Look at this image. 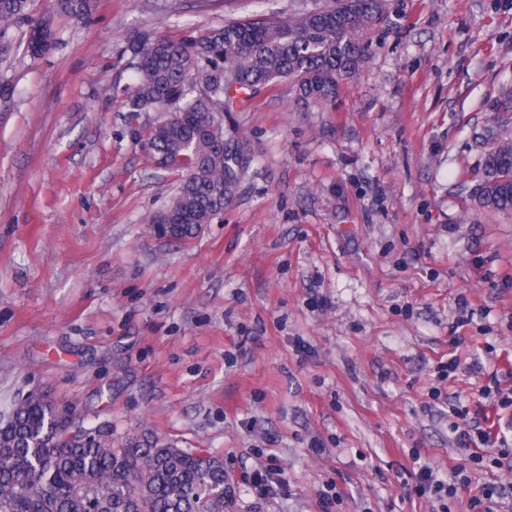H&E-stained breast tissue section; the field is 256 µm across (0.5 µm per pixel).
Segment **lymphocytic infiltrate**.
<instances>
[{
	"label": "lymphocytic infiltrate",
	"instance_id": "f902f5d3",
	"mask_svg": "<svg viewBox=\"0 0 512 512\" xmlns=\"http://www.w3.org/2000/svg\"><path fill=\"white\" fill-rule=\"evenodd\" d=\"M464 368L460 354L450 351L447 361L436 368L438 384L430 399L433 405H447L449 416L463 419L457 443L465 454L444 477L431 465L420 464L414 492L437 502V512H512V372L491 374L476 387V405L470 408L459 394L441 388ZM492 413L499 427L489 425Z\"/></svg>",
	"mask_w": 512,
	"mask_h": 512
}]
</instances>
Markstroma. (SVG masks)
<instances>
[{"label": "stroma", "instance_id": "1", "mask_svg": "<svg viewBox=\"0 0 512 512\" xmlns=\"http://www.w3.org/2000/svg\"><path fill=\"white\" fill-rule=\"evenodd\" d=\"M309 3L98 0L81 23L32 0L57 49L0 42V416L38 395L206 450L244 512H432L410 454L443 473L460 454L435 367L457 335L512 367V211L473 197L486 132L512 138V0H402L335 111L284 79L227 115L251 163L196 238L150 230L181 177L122 108L129 41ZM268 465L273 498L245 476Z\"/></svg>", "mask_w": 512, "mask_h": 512}]
</instances>
